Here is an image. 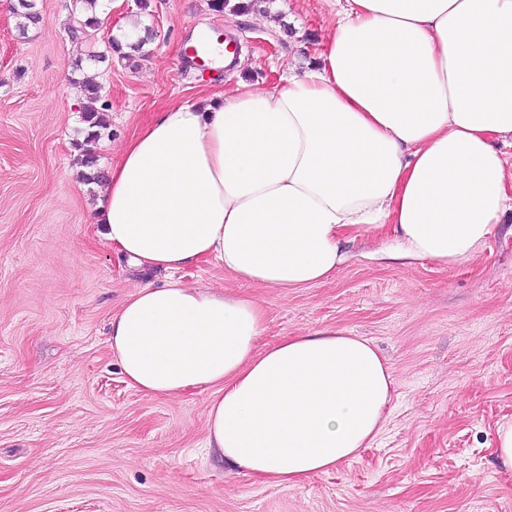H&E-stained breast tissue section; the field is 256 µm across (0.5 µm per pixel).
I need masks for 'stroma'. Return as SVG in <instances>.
I'll return each instance as SVG.
<instances>
[{
	"label": "stroma",
	"mask_w": 512,
	"mask_h": 512,
	"mask_svg": "<svg viewBox=\"0 0 512 512\" xmlns=\"http://www.w3.org/2000/svg\"><path fill=\"white\" fill-rule=\"evenodd\" d=\"M207 0H105L99 27L74 39L70 0H36L19 30L0 0V512H512V471L494 455L512 419V221L453 268L395 261L353 244L336 276L288 292L202 263L190 285L261 302L258 350L340 328L370 340L393 379L370 448L294 487H276L203 450L210 392L147 397L107 342L136 280L91 222L103 182L78 162L87 125L73 65L102 87L108 128L94 146L107 171L160 112L239 81L271 87L313 64L326 0H272L267 12ZM153 31L146 56L88 63L128 22ZM231 38L242 66L187 58L194 27ZM213 2V8L214 11L219 13H225L228 11L232 14H241V13H249V12H266L267 8L264 6L262 9V4H269L270 0H247V1H238L239 3L236 5V3L232 6L230 5V0H212ZM246 2V4H244Z\"/></svg>",
	"instance_id": "stroma-1"
}]
</instances>
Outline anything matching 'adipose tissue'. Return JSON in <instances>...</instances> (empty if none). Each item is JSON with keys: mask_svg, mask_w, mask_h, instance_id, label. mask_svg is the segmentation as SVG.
I'll return each mask as SVG.
<instances>
[{"mask_svg": "<svg viewBox=\"0 0 512 512\" xmlns=\"http://www.w3.org/2000/svg\"><path fill=\"white\" fill-rule=\"evenodd\" d=\"M312 66L168 108L123 147L98 235L141 284L109 324L125 382L148 397L212 393L205 446L292 487L370 447L390 368L338 329L257 352L254 300L186 284L206 261L288 290L334 277L347 243L453 267L512 211V0H327Z\"/></svg>", "mask_w": 512, "mask_h": 512, "instance_id": "ef3b65f1", "label": "adipose tissue"}]
</instances>
